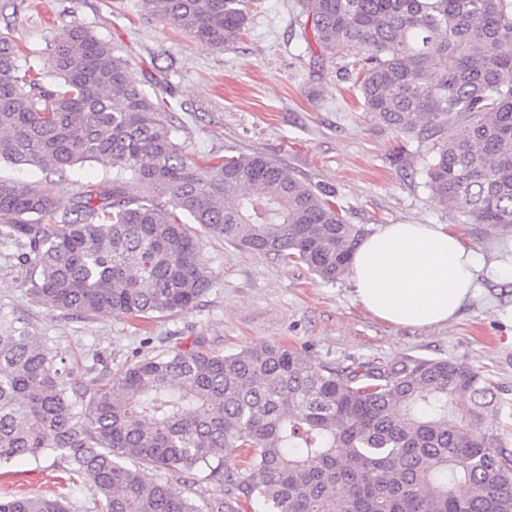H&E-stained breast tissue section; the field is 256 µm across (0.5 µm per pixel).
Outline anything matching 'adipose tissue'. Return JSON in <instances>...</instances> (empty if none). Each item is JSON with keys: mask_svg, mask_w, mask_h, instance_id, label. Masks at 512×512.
Instances as JSON below:
<instances>
[{"mask_svg": "<svg viewBox=\"0 0 512 512\" xmlns=\"http://www.w3.org/2000/svg\"><path fill=\"white\" fill-rule=\"evenodd\" d=\"M473 252L438 224H384L356 245L351 280L377 318L431 327L456 319L478 288Z\"/></svg>", "mask_w": 512, "mask_h": 512, "instance_id": "ef3b65f1", "label": "adipose tissue"}]
</instances>
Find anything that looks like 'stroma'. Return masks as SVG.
<instances>
[{
    "label": "stroma",
    "instance_id": "35a3bbf8",
    "mask_svg": "<svg viewBox=\"0 0 512 512\" xmlns=\"http://www.w3.org/2000/svg\"><path fill=\"white\" fill-rule=\"evenodd\" d=\"M79 21L150 74L149 95L172 104L175 142L203 161L234 152L260 153L332 194L347 223L440 224L471 248L480 288L446 325L395 326L367 312L349 277L326 281L223 242L206 247L212 286L189 311L147 322L85 320L32 300L25 272L0 244V316L20 319L49 351L78 359L109 381L134 357L174 347L232 353L257 344L298 349L314 364L447 359L487 375L499 406L496 428L512 449V279L492 266L512 263V230L457 226L432 202L423 160L431 142L395 134L364 112L354 87L352 50L342 58L303 37L299 0H250L245 31L218 52L144 14L139 0H0V29H11L33 66L52 41ZM53 455L22 457L0 467V494L59 496L70 512H99L84 479L69 478Z\"/></svg>",
    "mask_w": 512,
    "mask_h": 512
}]
</instances>
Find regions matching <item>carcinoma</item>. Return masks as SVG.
<instances>
[{
    "mask_svg": "<svg viewBox=\"0 0 512 512\" xmlns=\"http://www.w3.org/2000/svg\"><path fill=\"white\" fill-rule=\"evenodd\" d=\"M301 2L321 48L363 50L355 83L372 120L433 142L434 204L511 229L512 0ZM140 5L217 50L247 21L246 0ZM45 65L59 82L0 32V163L57 176L40 189L0 177V239L33 300L83 319L190 310L211 287L206 238L327 281L350 272L367 230L328 191L259 153L190 160L170 103L82 23ZM88 161L112 168V190L84 184L61 206L56 186ZM496 416L490 382L462 362L316 366L286 346L191 347L102 383L0 317V462L55 455L100 512H512ZM0 512L69 509L35 494L0 498Z\"/></svg>",
    "mask_w": 512,
    "mask_h": 512,
    "instance_id": "cac0c4a2",
    "label": "carcinoma"
}]
</instances>
